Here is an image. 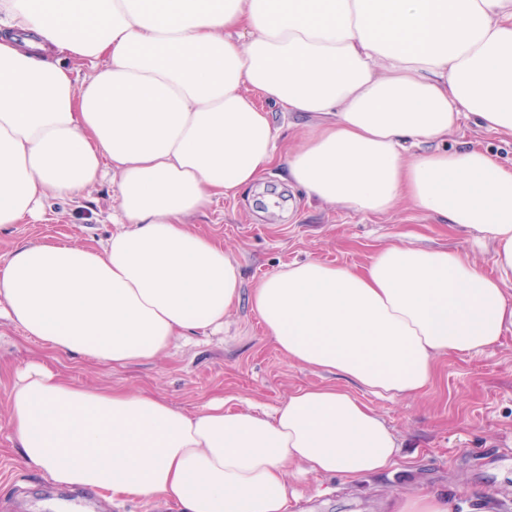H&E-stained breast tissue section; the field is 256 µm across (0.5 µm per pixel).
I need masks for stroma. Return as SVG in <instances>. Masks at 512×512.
Masks as SVG:
<instances>
[{
  "mask_svg": "<svg viewBox=\"0 0 512 512\" xmlns=\"http://www.w3.org/2000/svg\"><path fill=\"white\" fill-rule=\"evenodd\" d=\"M465 147L512 167V133L489 132L471 115L426 145L430 151ZM283 173V165H275L263 176L264 191L218 198L191 220L240 267L241 299L225 316L223 332L175 342L150 363L112 367L49 350L0 319V512H179L173 502L106 500L91 490L59 487L27 466L14 439L9 402L15 373L29 362H43L80 385L146 391L187 410L216 398L232 406L251 401L273 407L296 388L336 377L288 362L266 336L249 298L267 275L308 259L360 268L394 243L448 247L491 265L490 246L476 245L473 235L408 201L384 214H363L311 201L290 186L286 198L267 202ZM117 205L111 180H104L80 201L56 204L41 220L1 232L0 259L17 245L52 238L99 246L116 229ZM360 397L401 442L395 466L354 483L296 475L288 512H388L395 498L427 493L446 496L448 512H512V327L487 350L438 358L431 384L417 397L365 391Z\"/></svg>",
  "mask_w": 512,
  "mask_h": 512,
  "instance_id": "obj_1",
  "label": "stroma"
}]
</instances>
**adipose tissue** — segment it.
<instances>
[{
	"label": "adipose tissue",
	"mask_w": 512,
	"mask_h": 512,
	"mask_svg": "<svg viewBox=\"0 0 512 512\" xmlns=\"http://www.w3.org/2000/svg\"><path fill=\"white\" fill-rule=\"evenodd\" d=\"M259 95L309 120L289 184L359 213L409 200L490 245L491 270L392 244L359 269L311 259L270 274L250 296L266 335L337 377L270 413L188 411L29 364L11 425L53 483L184 512H286L289 466L352 483L395 465L400 444L360 391L417 396L439 357L512 326V169L474 147L406 155L470 113L512 133V0H0V232L108 169L122 225L98 248L15 247L0 317L113 367L223 329L240 269L189 220L276 163Z\"/></svg>",
	"instance_id": "obj_1"
}]
</instances>
